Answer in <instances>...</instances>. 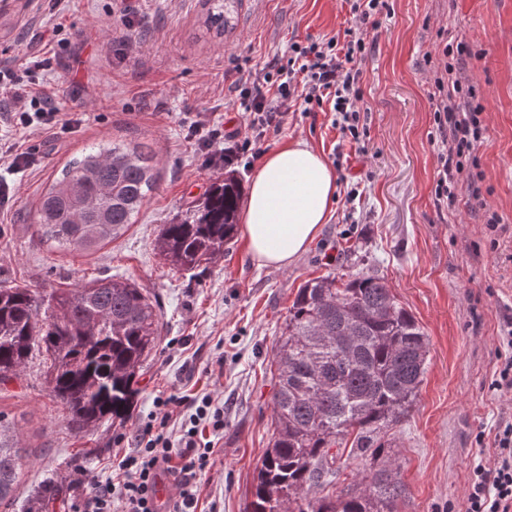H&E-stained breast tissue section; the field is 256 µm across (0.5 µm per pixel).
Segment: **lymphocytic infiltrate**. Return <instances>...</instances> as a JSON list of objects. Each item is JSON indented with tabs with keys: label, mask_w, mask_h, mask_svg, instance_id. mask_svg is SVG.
Returning <instances> with one entry per match:
<instances>
[{
	"label": "lymphocytic infiltrate",
	"mask_w": 512,
	"mask_h": 512,
	"mask_svg": "<svg viewBox=\"0 0 512 512\" xmlns=\"http://www.w3.org/2000/svg\"><path fill=\"white\" fill-rule=\"evenodd\" d=\"M386 0H351L350 10L359 22L346 29L343 36H332L307 44H293L288 61L273 60L261 70L238 76L231 84L238 104L248 116L245 130L224 135L200 120L191 121L187 135L204 152L208 164L224 161L258 159L263 144L278 135L288 121L292 107L302 112L329 106L332 124L356 152H365V112L361 72L354 63L367 51V33L380 25L379 17ZM468 49L464 43L445 45L443 71L434 78V123L441 149L435 196L453 204L455 188L466 183L472 200H479L481 190L468 172L475 159V145L485 127L482 108L475 105L473 87L463 85L459 76L465 66ZM14 116L24 126H48L57 114L48 97L40 91L15 90L11 101ZM228 145L217 148L216 143ZM177 395L156 397L155 409L135 436L136 446L118 464L125 479L94 481L79 499L74 512H196L199 479L213 465L215 444L200 441L199 428L211 426L213 432L224 429V406L210 396L191 403L192 413L181 424L179 439H171L167 427L170 405ZM497 450L492 467L476 465L470 478L462 512H512V421L502 423L494 438ZM175 481L176 495L168 508H160L156 488L160 474Z\"/></svg>",
	"instance_id": "lymphocytic-infiltrate-1"
}]
</instances>
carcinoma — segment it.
<instances>
[{"instance_id":"1","label":"carcinoma","mask_w":512,"mask_h":512,"mask_svg":"<svg viewBox=\"0 0 512 512\" xmlns=\"http://www.w3.org/2000/svg\"><path fill=\"white\" fill-rule=\"evenodd\" d=\"M203 25L222 37L232 28L230 0H206ZM144 143L93 145L62 169L41 196L33 223L58 249L90 251L135 223L158 180ZM242 196L234 170L213 182L201 203L163 224V260L193 270L223 253L237 228ZM355 342L337 341L347 334ZM157 303L128 279L100 278L41 292L0 288V383L38 348L46 381L77 433L124 424L139 371L160 340ZM427 337L383 279L363 275L336 285L323 277L298 288L274 350L272 439L254 477L246 512H396L404 487L388 432L407 416L426 372ZM0 412V504L10 503L22 456ZM386 458L340 496H316L336 479L343 452Z\"/></svg>"}]
</instances>
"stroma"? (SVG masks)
Segmentation results:
<instances>
[{"label":"stroma","mask_w":512,"mask_h":512,"mask_svg":"<svg viewBox=\"0 0 512 512\" xmlns=\"http://www.w3.org/2000/svg\"><path fill=\"white\" fill-rule=\"evenodd\" d=\"M113 0H70L56 14L37 0H0V68L25 74L27 56L61 120L45 129L0 123V138L34 155L0 169L10 199L0 207V287L72 288L99 277L135 281L156 300L160 346L139 377L123 427H69L52 396L41 352L0 384V411L14 417L26 453L20 481L0 512H72L85 480L119 479V458L162 393L211 395L224 404L219 454L202 477L198 512H245L274 425L271 363L298 288L317 277L345 283L381 277L429 342L424 381L394 428L404 493L397 512H461L473 468L491 466L495 429L512 397L490 388L500 336L512 321V0H388L371 31L362 72L367 155L353 153L328 112L295 114L270 138L275 150L304 139L326 159L347 156L326 224L288 268L260 264L241 235L215 262L192 272L159 254L161 225L177 222L223 177L206 165L184 120L233 133L242 111L225 110L238 71L288 58L293 43L353 27L344 0H241L224 37L201 26L204 0H129L137 23L122 43ZM465 43V77L483 106L475 157L484 208L465 187L454 207L438 205L440 143L432 90L438 51ZM114 139L145 141L161 177L135 224L89 252L40 241L31 214L65 164ZM501 224L488 228L485 211Z\"/></svg>","instance_id":"obj_1"}]
</instances>
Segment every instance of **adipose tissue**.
<instances>
[{"instance_id": "adipose-tissue-1", "label": "adipose tissue", "mask_w": 512, "mask_h": 512, "mask_svg": "<svg viewBox=\"0 0 512 512\" xmlns=\"http://www.w3.org/2000/svg\"><path fill=\"white\" fill-rule=\"evenodd\" d=\"M335 191L333 169L305 141L290 142L265 156L240 217L253 257L265 265L288 267L326 223Z\"/></svg>"}]
</instances>
